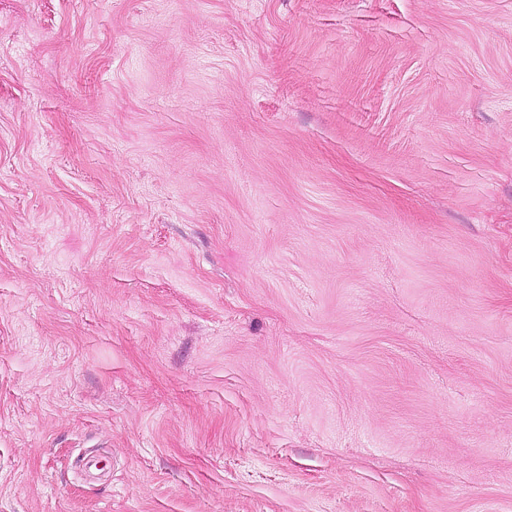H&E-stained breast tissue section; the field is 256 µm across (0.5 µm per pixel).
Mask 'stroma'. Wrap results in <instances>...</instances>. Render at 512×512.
<instances>
[{
    "label": "stroma",
    "instance_id": "1",
    "mask_svg": "<svg viewBox=\"0 0 512 512\" xmlns=\"http://www.w3.org/2000/svg\"><path fill=\"white\" fill-rule=\"evenodd\" d=\"M0 512H512V0H0Z\"/></svg>",
    "mask_w": 512,
    "mask_h": 512
}]
</instances>
